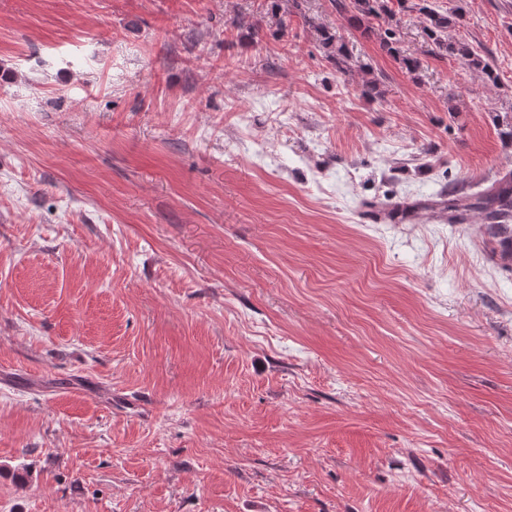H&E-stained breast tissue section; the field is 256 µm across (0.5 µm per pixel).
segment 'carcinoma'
Instances as JSON below:
<instances>
[{
	"mask_svg": "<svg viewBox=\"0 0 512 512\" xmlns=\"http://www.w3.org/2000/svg\"><path fill=\"white\" fill-rule=\"evenodd\" d=\"M336 9L348 24L363 26L367 31L372 30L373 21L386 22L393 17L387 0H352L350 6L343 3V0H336ZM418 12L423 16L426 36L436 48L456 57L466 68L481 73L486 81L497 84V76L486 58L467 43L447 39L448 29L460 25L462 15L438 12L427 4V0H420ZM333 44L336 45V53L330 55V59L336 66V71L345 74L351 70V56L346 46L335 41L331 34L323 33V45ZM441 204L450 214L480 209L485 214L487 223L500 227L512 215V185L506 183L477 194L450 191L448 198L442 200Z\"/></svg>",
	"mask_w": 512,
	"mask_h": 512,
	"instance_id": "1",
	"label": "carcinoma"
}]
</instances>
